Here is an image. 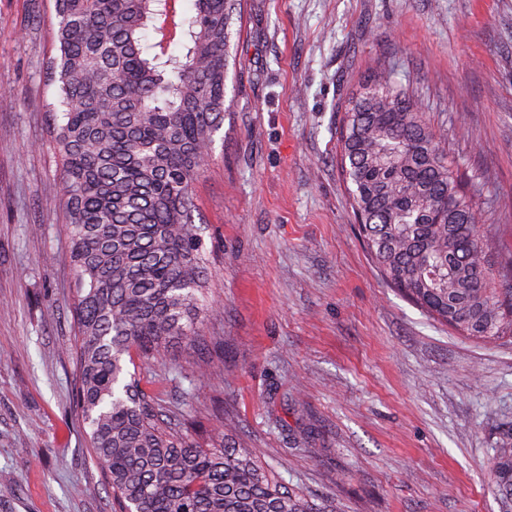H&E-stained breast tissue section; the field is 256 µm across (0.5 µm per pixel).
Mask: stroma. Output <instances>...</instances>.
Wrapping results in <instances>:
<instances>
[{"label":"stroma","mask_w":512,"mask_h":512,"mask_svg":"<svg viewBox=\"0 0 512 512\" xmlns=\"http://www.w3.org/2000/svg\"><path fill=\"white\" fill-rule=\"evenodd\" d=\"M53 0H0V512H111L76 405ZM231 109L194 185L201 330L136 365L179 418L224 413L258 458L342 512H500L512 339L481 343L383 281L336 165L352 85L384 65L425 105L512 250V0H246Z\"/></svg>","instance_id":"stroma-1"}]
</instances>
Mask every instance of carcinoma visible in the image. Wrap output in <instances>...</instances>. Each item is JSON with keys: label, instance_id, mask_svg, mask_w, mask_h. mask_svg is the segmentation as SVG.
Wrapping results in <instances>:
<instances>
[{"label": "carcinoma", "instance_id": "cac0c4a2", "mask_svg": "<svg viewBox=\"0 0 512 512\" xmlns=\"http://www.w3.org/2000/svg\"><path fill=\"white\" fill-rule=\"evenodd\" d=\"M163 35L164 0H54L52 113L76 272L78 404L121 512H336L233 440L170 426L133 355L204 344L207 251L193 184L223 128L230 40L242 0H191ZM161 34L144 40V30ZM184 52H172L175 45ZM341 168L359 234L385 282L459 334L512 338V256L476 204L419 100L386 70L348 98ZM493 490L512 512V437Z\"/></svg>", "mask_w": 512, "mask_h": 512}]
</instances>
